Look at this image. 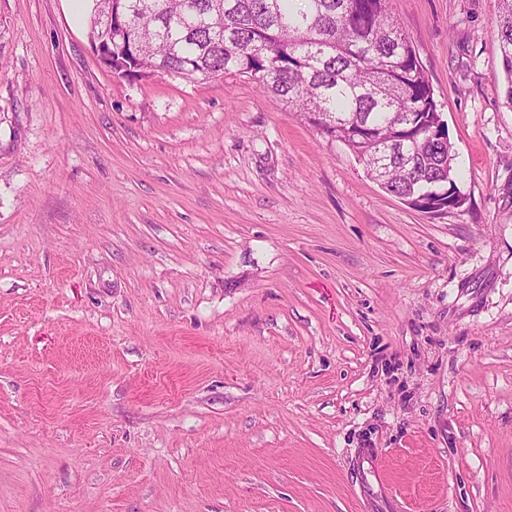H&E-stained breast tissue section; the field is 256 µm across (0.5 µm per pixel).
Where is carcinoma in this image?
Returning <instances> with one entry per match:
<instances>
[{
    "mask_svg": "<svg viewBox=\"0 0 512 512\" xmlns=\"http://www.w3.org/2000/svg\"><path fill=\"white\" fill-rule=\"evenodd\" d=\"M89 37H102L92 0ZM112 0V72L189 82L242 75L359 161H381L386 189L458 209L453 145L434 91L389 0ZM497 55L512 108V0H497Z\"/></svg>",
    "mask_w": 512,
    "mask_h": 512,
    "instance_id": "cac0c4a2",
    "label": "carcinoma"
}]
</instances>
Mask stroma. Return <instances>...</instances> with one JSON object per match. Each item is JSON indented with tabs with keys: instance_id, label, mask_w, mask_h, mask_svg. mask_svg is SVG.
Listing matches in <instances>:
<instances>
[{
	"instance_id": "35a3bbf8",
	"label": "stroma",
	"mask_w": 512,
	"mask_h": 512,
	"mask_svg": "<svg viewBox=\"0 0 512 512\" xmlns=\"http://www.w3.org/2000/svg\"><path fill=\"white\" fill-rule=\"evenodd\" d=\"M456 210L247 76L116 77L91 0H0V512H512L497 0H391Z\"/></svg>"
}]
</instances>
